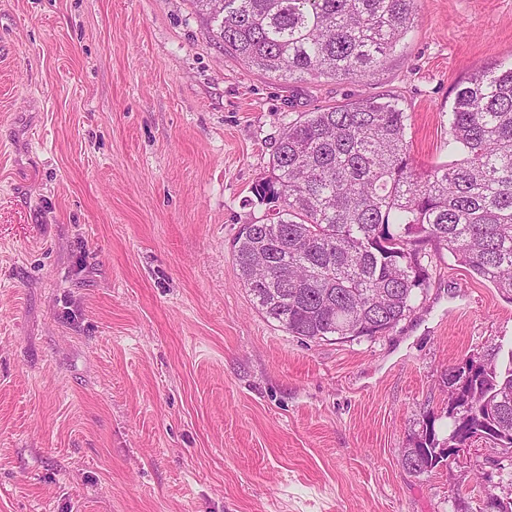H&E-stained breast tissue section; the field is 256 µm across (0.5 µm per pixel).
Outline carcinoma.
<instances>
[{
	"label": "carcinoma",
	"mask_w": 512,
	"mask_h": 512,
	"mask_svg": "<svg viewBox=\"0 0 512 512\" xmlns=\"http://www.w3.org/2000/svg\"><path fill=\"white\" fill-rule=\"evenodd\" d=\"M224 50L282 79L367 80L408 33L419 0H193ZM394 97L308 112L275 142L255 196L272 217L233 245L257 310L308 340L371 339L429 286L423 246L444 249L512 296V62L455 88L447 162L422 167ZM461 153L463 158L455 155ZM445 375L449 432L426 418L431 469L478 435L512 448V352L472 354Z\"/></svg>",
	"instance_id": "carcinoma-1"
}]
</instances>
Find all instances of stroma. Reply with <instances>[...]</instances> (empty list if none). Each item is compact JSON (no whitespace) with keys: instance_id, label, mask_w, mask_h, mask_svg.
I'll return each instance as SVG.
<instances>
[{"instance_id":"obj_1","label":"stroma","mask_w":512,"mask_h":512,"mask_svg":"<svg viewBox=\"0 0 512 512\" xmlns=\"http://www.w3.org/2000/svg\"><path fill=\"white\" fill-rule=\"evenodd\" d=\"M512 60V0H421L371 80L242 64L193 0H0V512H454L512 476L400 462L442 377L512 349V299L430 251L386 335L256 310L231 244L304 112L398 98L423 164L454 88Z\"/></svg>"}]
</instances>
